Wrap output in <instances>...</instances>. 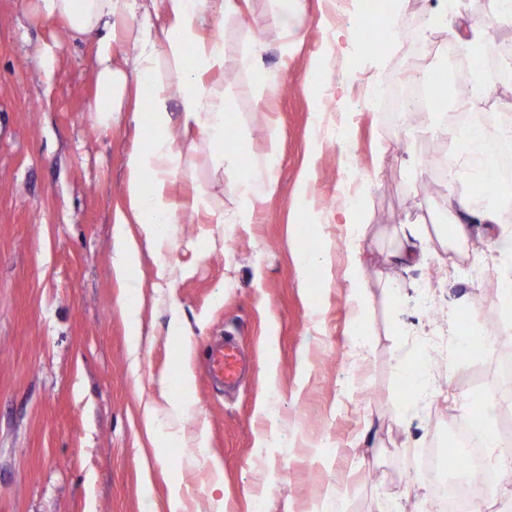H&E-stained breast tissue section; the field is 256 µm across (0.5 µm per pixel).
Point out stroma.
<instances>
[{
    "mask_svg": "<svg viewBox=\"0 0 512 512\" xmlns=\"http://www.w3.org/2000/svg\"><path fill=\"white\" fill-rule=\"evenodd\" d=\"M276 0H248L244 14L224 21L226 63L220 80L235 117L229 132L246 157L259 156L270 121L283 136L272 201L251 223L226 232L221 224H174L163 255L142 249L146 281L159 265L175 274L157 289L143 315L138 368L128 354L129 325L113 269L112 215L124 203L128 152L138 144L129 113L100 128L90 111L96 85L91 41L70 38L63 23L26 17V0H0V512H168L178 493L180 512H375L398 503L399 512H428L426 479L413 473L409 446L440 447L469 401L473 379L485 398L504 397L501 356L464 351L454 369L434 366L437 390L453 403L432 405L414 394L397 357L417 363L427 337L455 344L456 328L478 335L504 320L494 268L454 267L438 239L421 242L426 262L390 264L401 224L423 218L444 224L441 196L427 184L431 172L411 173V154L445 140L411 142L406 122L368 105L363 85L381 74L400 83L452 73L437 51L419 54L410 38L364 40L352 0H306L298 16L277 12ZM354 42L318 32L320 16ZM307 30L296 41L292 30ZM58 42L46 68L38 49ZM257 49L267 77L239 68L236 56ZM327 50L316 93L300 86L310 62ZM356 146L359 177L367 181L362 219L370 299L365 324L370 346L351 350L353 303L344 276L346 236L335 209L315 219L296 210V183L316 155L310 190L318 197L345 188L344 161L335 143L312 147L307 132L314 109ZM389 150L374 167L378 145ZM238 177L216 171L205 143H196L178 174L177 192L201 190L225 212L237 206ZM324 252L308 279L297 250ZM402 284L399 300L386 281ZM430 285L435 315L422 314L416 292ZM232 332L251 362L241 385L215 388L204 369L205 343ZM192 375L181 384V371ZM167 377L172 399L186 413L176 447L143 470L148 442L139 424L154 383ZM273 398L275 415L262 412ZM408 406L401 423L395 407ZM377 430L364 441L366 418ZM207 450L194 452L198 433Z\"/></svg>",
    "mask_w": 512,
    "mask_h": 512,
    "instance_id": "stroma-1",
    "label": "stroma"
}]
</instances>
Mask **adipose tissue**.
I'll return each instance as SVG.
<instances>
[{
    "label": "adipose tissue",
    "instance_id": "adipose-tissue-1",
    "mask_svg": "<svg viewBox=\"0 0 512 512\" xmlns=\"http://www.w3.org/2000/svg\"><path fill=\"white\" fill-rule=\"evenodd\" d=\"M152 8L162 14V23L131 24L136 9ZM243 12L241 0H29L28 13L38 22L60 21L76 38L94 42L96 96L91 109L102 128H109L112 115L120 111L127 96H134L131 120L140 133V144L125 160V193L129 212H116L115 224H139L148 249L162 254L169 246L166 228L171 224H247L257 205L275 194V170L282 141L277 129H270L261 157L245 159L238 149L224 146L231 115L224 101V85L217 79L224 71L226 17ZM512 27V7L505 0H489V13L481 20L467 13L457 15L448 36L462 53L477 55L490 26ZM132 45L131 70L115 66L113 57L119 42ZM201 135L214 156L216 169L239 172L250 165L252 174L239 182V203L232 214L223 205H211L202 194L175 198L174 186L183 159V144L190 133ZM424 134L448 139L450 149L444 160L448 174L445 204L448 236L442 247L468 252L469 241L478 225H487V247L497 254V300L512 307V225L504 216L512 212V193L486 197L473 191L485 181L491 167L475 168L466 155L471 144H489L512 131L503 122L461 123L455 113L440 112L424 127ZM339 213L347 227V265L344 275L352 284L351 299L358 311L354 319L353 345L366 348L367 329L362 312L368 303L359 284L364 274L361 241L366 226L360 221L356 204L342 205ZM185 405L171 399L147 405L146 430L155 456H163Z\"/></svg>",
    "mask_w": 512,
    "mask_h": 512
}]
</instances>
